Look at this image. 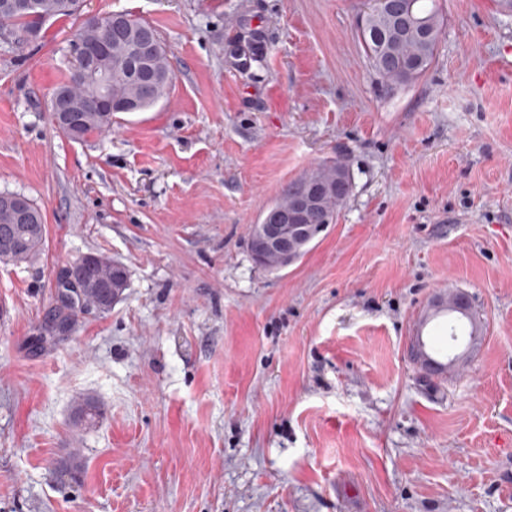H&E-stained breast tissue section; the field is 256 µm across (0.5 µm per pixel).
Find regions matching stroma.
<instances>
[{"label":"stroma","mask_w":512,"mask_h":512,"mask_svg":"<svg viewBox=\"0 0 512 512\" xmlns=\"http://www.w3.org/2000/svg\"><path fill=\"white\" fill-rule=\"evenodd\" d=\"M439 2L431 67L390 90L368 0H85L154 26L174 77L81 141L48 107L76 20L0 38V193L46 224L0 263V512H512V11ZM327 159L353 183L335 223L258 267L253 224ZM90 252L124 297L37 343ZM449 287L480 337L427 379L410 345H446L421 314ZM86 395L105 417L82 429Z\"/></svg>","instance_id":"obj_1"}]
</instances>
